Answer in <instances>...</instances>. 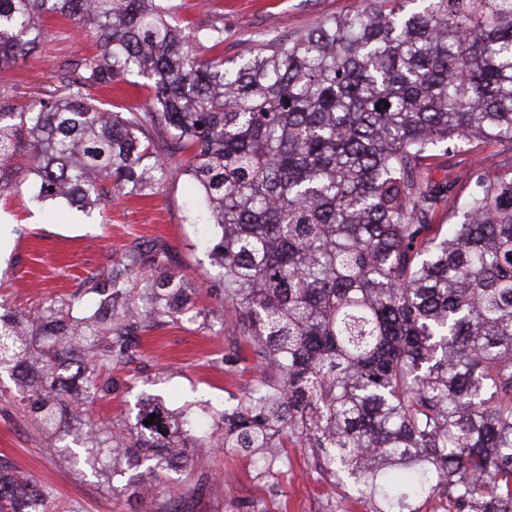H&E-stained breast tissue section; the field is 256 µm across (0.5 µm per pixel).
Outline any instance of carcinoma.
<instances>
[{
	"label": "carcinoma",
	"instance_id": "carcinoma-1",
	"mask_svg": "<svg viewBox=\"0 0 512 512\" xmlns=\"http://www.w3.org/2000/svg\"><path fill=\"white\" fill-rule=\"evenodd\" d=\"M418 2L371 3L226 61L195 51L220 47L224 29L186 37L173 0H0L1 65L35 50L50 18L94 39L44 97L0 100V196L21 186V152L36 203L102 208L129 185L187 175L240 330L281 376L220 414L224 447L264 469L285 439L318 448L372 512L442 496L456 512H512V162L473 164L443 186L425 176L441 144L448 155L512 145V0ZM133 72L152 84L150 103L96 104L94 89ZM161 130L173 131L164 155ZM444 202L457 222L432 235ZM127 256L126 273L92 272L81 295L27 314L0 303V371L37 368L19 401L51 440L70 405L86 413L112 391L101 372L136 358L127 336L191 311L164 254ZM77 351L79 402L61 373ZM74 420L87 463L131 454L157 475L190 461L188 419L158 404L126 438ZM24 496L42 500L0 472V512Z\"/></svg>",
	"mask_w": 512,
	"mask_h": 512
}]
</instances>
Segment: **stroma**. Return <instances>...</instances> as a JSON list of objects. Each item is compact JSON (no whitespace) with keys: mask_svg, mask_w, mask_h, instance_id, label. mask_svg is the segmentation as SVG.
<instances>
[{"mask_svg":"<svg viewBox=\"0 0 512 512\" xmlns=\"http://www.w3.org/2000/svg\"><path fill=\"white\" fill-rule=\"evenodd\" d=\"M181 26L218 25L220 48L234 59L250 44L290 37L320 19L363 8L364 0H174ZM92 51V39L73 21H49L32 54L0 70V89L14 106L49 89L64 62ZM512 158V145L473 143L470 151L432 159L429 176L445 182L477 156ZM199 197L184 176L154 194L117 196L102 212L62 202H33L27 190L0 198V302L26 311L49 298L76 291L91 271L126 261L131 242L162 251L167 264L187 280L198 315L191 322H162L137 336L133 363L112 371L111 392L91 407L96 419L118 433L132 432L148 399L170 412H192L194 434L207 444L195 448L189 465L154 483L150 496L134 495L133 469L118 466L111 478L71 464L49 441L14 396L20 388L0 374V468L32 479L45 498L46 512H369L350 500L343 486L321 471L311 449L285 443L269 471H261L243 448H224V434L211 408L233 411L261 382L279 374L260 364L238 332V307L224 296L223 271L215 266L199 222Z\"/></svg>","mask_w":512,"mask_h":512,"instance_id":"35a3bbf8","label":"stroma"}]
</instances>
